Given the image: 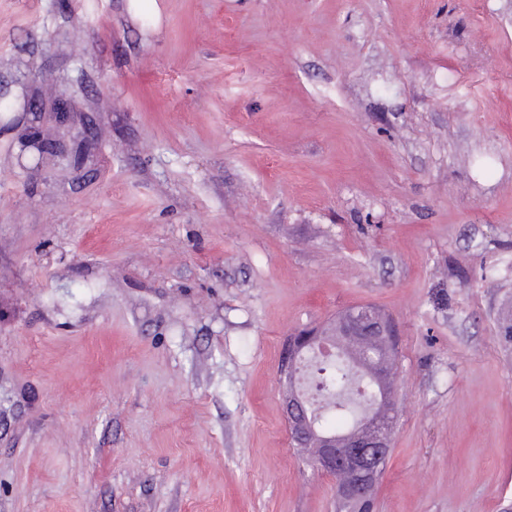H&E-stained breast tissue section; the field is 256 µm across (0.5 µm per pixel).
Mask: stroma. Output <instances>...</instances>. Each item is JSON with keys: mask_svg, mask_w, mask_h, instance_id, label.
I'll list each match as a JSON object with an SVG mask.
<instances>
[{"mask_svg": "<svg viewBox=\"0 0 512 512\" xmlns=\"http://www.w3.org/2000/svg\"><path fill=\"white\" fill-rule=\"evenodd\" d=\"M0 512H336L287 336L399 333L375 512L512 504V0H0ZM30 109L35 111L37 120L35 121V124L27 127L20 136H23L22 139L29 142L31 145L40 148L42 150L39 153L40 156H43L45 153H52L51 156L73 159L75 165L83 164L87 161V141L79 133H74L71 128L74 112H70V102L62 99L58 100L56 108L54 109L56 111L52 112L55 114L57 124L66 130L67 135L70 138L72 146L69 149L60 140H50L49 142L45 140L41 131L43 112H38L39 109L34 102L30 103Z\"/></svg>", "mask_w": 512, "mask_h": 512, "instance_id": "1", "label": "stroma"}]
</instances>
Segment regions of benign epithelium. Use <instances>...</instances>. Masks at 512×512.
I'll return each mask as SVG.
<instances>
[{"label": "benign epithelium", "mask_w": 512, "mask_h": 512, "mask_svg": "<svg viewBox=\"0 0 512 512\" xmlns=\"http://www.w3.org/2000/svg\"><path fill=\"white\" fill-rule=\"evenodd\" d=\"M30 109L36 112V121L22 133L23 140L40 148L44 154L71 158L77 165L87 161V141L71 128L73 113L70 102L62 99L57 101L55 111L57 124L66 130L70 138L69 147L59 140L46 141L41 131L43 112L33 102L30 103ZM393 334V322L378 311L372 308L347 311L329 325L307 336L301 334L290 337L285 344L280 376L284 379L293 378L298 356L316 345L326 348L338 338H384ZM282 401L290 440L297 448L306 445L317 449L313 459L317 471L337 476L346 470H353L359 480L354 485L343 486L342 495L358 500L372 497L379 468L391 447L394 411L379 399L357 430L339 435L327 433L317 425L309 416L306 403L297 391H284Z\"/></svg>", "instance_id": "obj_1"}]
</instances>
